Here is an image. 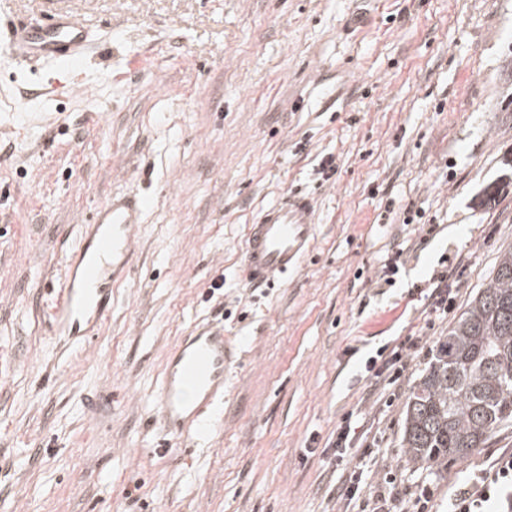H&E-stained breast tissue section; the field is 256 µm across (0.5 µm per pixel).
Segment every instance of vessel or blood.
<instances>
[{
	"label": "vessel or blood",
	"instance_id": "vessel-or-blood-1",
	"mask_svg": "<svg viewBox=\"0 0 512 512\" xmlns=\"http://www.w3.org/2000/svg\"><path fill=\"white\" fill-rule=\"evenodd\" d=\"M90 38L82 19L60 9L10 23L0 31V41L18 62L51 61L68 70L85 61ZM146 206V197L137 191L115 193L83 225L75 265L65 272L53 312L64 335L83 340L108 311L112 286L103 281V269L108 266L113 275H130ZM316 229L312 194L286 190L249 227L242 262L245 281L251 287L266 288L288 277L311 252ZM231 361L223 327L211 323L194 325L166 354L156 393L163 433L160 453L168 452L172 438L210 431L208 410L224 398V376Z\"/></svg>",
	"mask_w": 512,
	"mask_h": 512
}]
</instances>
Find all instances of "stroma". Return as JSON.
Returning <instances> with one entry per match:
<instances>
[{"label":"stroma","mask_w":512,"mask_h":512,"mask_svg":"<svg viewBox=\"0 0 512 512\" xmlns=\"http://www.w3.org/2000/svg\"><path fill=\"white\" fill-rule=\"evenodd\" d=\"M55 6L95 36L85 93L0 44V512H330L338 475L304 446L358 407L373 461H402L403 485L448 512L455 486L512 452V425L447 472L412 468L405 404L433 352L390 407L371 404L365 364L419 334L443 269L457 297L430 333L447 335L512 246V194L478 203L512 152V0ZM131 188L148 198L132 274L94 336L67 342L47 323L65 253ZM290 188L314 196V247L248 288L247 228ZM226 309L236 359L213 429L158 455L165 356Z\"/></svg>","instance_id":"stroma-1"}]
</instances>
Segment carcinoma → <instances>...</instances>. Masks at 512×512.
<instances>
[{
	"label": "carcinoma",
	"mask_w": 512,
	"mask_h": 512,
	"mask_svg": "<svg viewBox=\"0 0 512 512\" xmlns=\"http://www.w3.org/2000/svg\"><path fill=\"white\" fill-rule=\"evenodd\" d=\"M506 174L480 204L512 192ZM512 423V247L500 252L489 282L449 326L405 404L407 462L442 473L466 460L494 430Z\"/></svg>",
	"instance_id": "obj_1"
}]
</instances>
